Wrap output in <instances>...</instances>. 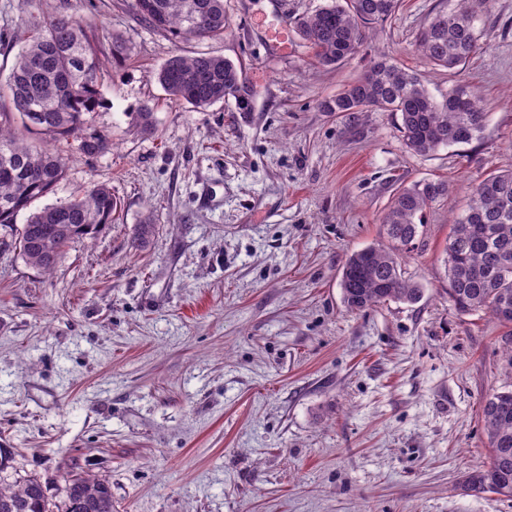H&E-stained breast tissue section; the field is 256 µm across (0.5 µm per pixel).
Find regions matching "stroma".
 <instances>
[{
    "label": "stroma",
    "mask_w": 512,
    "mask_h": 512,
    "mask_svg": "<svg viewBox=\"0 0 512 512\" xmlns=\"http://www.w3.org/2000/svg\"><path fill=\"white\" fill-rule=\"evenodd\" d=\"M323 2L224 0L223 38L176 43L131 0H71L125 46L99 53L93 121L112 148L70 151L40 203L103 184L119 220L48 273L0 226V485L36 477L59 503L67 476L100 479L113 512H512L461 488L490 462L482 406L512 369L507 327L449 302L445 252L472 184L512 170V0H487L482 49L453 71L415 50L446 0H402L335 67L280 26ZM201 53L244 65L251 111L168 99L156 71ZM383 57L438 100L474 87L480 137L421 156L391 113L323 111ZM145 105L149 132L134 121ZM440 179L447 196L400 257L422 298L349 310L347 256L382 241L398 187Z\"/></svg>",
    "instance_id": "1"
}]
</instances>
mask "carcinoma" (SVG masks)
<instances>
[{
  "label": "carcinoma",
  "mask_w": 512,
  "mask_h": 512,
  "mask_svg": "<svg viewBox=\"0 0 512 512\" xmlns=\"http://www.w3.org/2000/svg\"><path fill=\"white\" fill-rule=\"evenodd\" d=\"M484 2L455 0L436 11L420 33L418 51L434 66L454 70L465 64L478 47L475 22ZM398 6V0H327L294 27L318 63L338 66L362 47L367 25L388 18ZM131 8L175 42L220 38L228 28L224 0H132ZM14 40L24 41L26 49L0 82V225L29 212L19 232L20 254L49 272L70 244L116 221L118 202L102 186L64 203L32 206L63 180L69 149L92 159L111 149L109 135L91 120L103 71L98 46L112 41L117 56L122 44L71 12L70 0H57L53 11L25 28L0 32V43ZM157 79L174 102L202 109L232 98L238 111L252 109L239 97L244 67L222 56L174 55ZM368 109L398 114L406 148L422 156L470 143L485 122L475 89L457 84L438 102L417 74L387 59L373 63L323 104V111L346 116ZM446 195L448 183L441 180L417 181L393 193L382 220L389 244L355 251L342 267L339 286L348 309L363 311L391 300L414 303L421 297L420 286L403 275L398 251L414 245L426 209ZM446 254L454 307L461 313L486 311L511 325L512 170L489 174L472 186L470 205L453 224ZM482 416L491 461L466 476L463 490L512 497V391L487 397ZM0 512H112V492L103 481L70 476L58 509L43 483L30 478L15 488L0 486Z\"/></svg>",
  "instance_id": "carcinoma-1"
}]
</instances>
